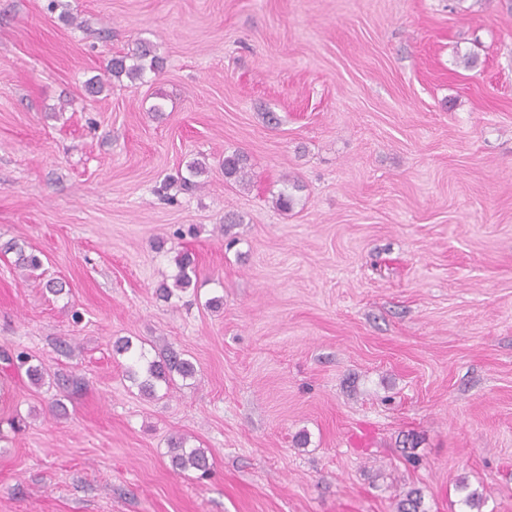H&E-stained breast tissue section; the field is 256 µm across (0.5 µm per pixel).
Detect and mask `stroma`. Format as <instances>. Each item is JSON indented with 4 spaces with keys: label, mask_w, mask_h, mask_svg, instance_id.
I'll return each mask as SVG.
<instances>
[{
    "label": "stroma",
    "mask_w": 512,
    "mask_h": 512,
    "mask_svg": "<svg viewBox=\"0 0 512 512\" xmlns=\"http://www.w3.org/2000/svg\"><path fill=\"white\" fill-rule=\"evenodd\" d=\"M143 40L161 69L109 75ZM185 250L197 293L158 300ZM122 336L195 377L140 396ZM462 482L512 512V0H0V512H466ZM247 157L238 152L224 155L222 166L224 168V176L227 179H234L243 182L249 176V166ZM187 439L184 436L172 438L168 446L170 465L178 474L188 471L196 472L197 478L208 477L211 472L210 457L205 448L187 447Z\"/></svg>",
    "instance_id": "35a3bbf8"
}]
</instances>
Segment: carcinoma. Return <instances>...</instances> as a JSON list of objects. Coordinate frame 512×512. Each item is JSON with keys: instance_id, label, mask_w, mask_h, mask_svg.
Listing matches in <instances>:
<instances>
[{"instance_id": "carcinoma-1", "label": "carcinoma", "mask_w": 512, "mask_h": 512, "mask_svg": "<svg viewBox=\"0 0 512 512\" xmlns=\"http://www.w3.org/2000/svg\"><path fill=\"white\" fill-rule=\"evenodd\" d=\"M159 65L160 58L155 54L154 45L143 42L132 53L112 58L107 71L117 79L125 76L133 83L142 79L146 71L158 70ZM222 166L224 177L227 179L243 182L249 176L247 157L238 151L225 155ZM6 250L15 251L17 255L15 265L23 270L33 272L42 266L39 255L32 251L27 252L15 243L8 244ZM175 265L177 273L174 275L173 286L163 283L156 290L158 297L164 300L170 299L177 291L184 292L197 285V265L190 253L178 254L175 257ZM112 351L125 358L126 377L137 386L141 395L149 399H156L161 394L168 395L176 385V378L192 379L196 374L194 364L173 349H163L151 357L145 347H136L130 339L120 337L113 342ZM15 361L21 366H27V377L32 383H42L44 380L42 367L27 365L28 357L22 352L15 356ZM168 454L172 470L178 474L191 471L197 473L198 478L203 479L211 472L208 451L204 448L187 446V439L183 436L170 440ZM397 512H425L422 509L419 491H409L405 498L398 502Z\"/></svg>"}]
</instances>
